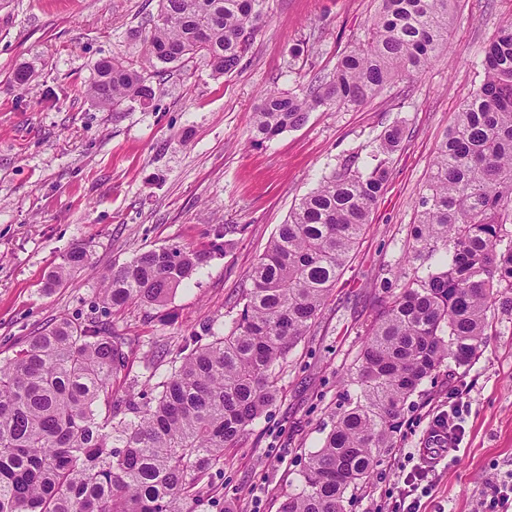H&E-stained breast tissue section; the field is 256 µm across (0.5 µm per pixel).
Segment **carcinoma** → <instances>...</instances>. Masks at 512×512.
Returning <instances> with one entry per match:
<instances>
[{"label":"carcinoma","mask_w":512,"mask_h":512,"mask_svg":"<svg viewBox=\"0 0 512 512\" xmlns=\"http://www.w3.org/2000/svg\"><path fill=\"white\" fill-rule=\"evenodd\" d=\"M454 0H380L368 38L334 73L299 93L270 90L254 112L258 145L302 126L319 108L361 106L387 83L411 79L448 46ZM269 0H158L141 57L96 61L85 85L94 105L149 106L147 78L192 58L225 76L241 64L267 18ZM402 141L391 126L364 170L348 160L322 176L270 240L248 274L228 331L204 327L171 371L134 380L112 400L126 367L121 338L90 317L62 319L28 337L0 365V512H192L197 487L277 400L278 374L310 335L389 180ZM413 225L414 258L438 257L426 275L384 283L349 384L355 400L334 416L310 453L302 488L279 512H346L347 493L377 457L396 447L408 400L444 364L467 368L493 335L488 312L512 311V27L488 45L484 79L439 144ZM212 259L171 244L99 276L108 308L163 306ZM92 267L76 246L52 271L60 287Z\"/></svg>","instance_id":"obj_1"}]
</instances>
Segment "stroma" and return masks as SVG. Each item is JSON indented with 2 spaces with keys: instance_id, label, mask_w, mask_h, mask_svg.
<instances>
[{
  "instance_id": "stroma-1",
  "label": "stroma",
  "mask_w": 512,
  "mask_h": 512,
  "mask_svg": "<svg viewBox=\"0 0 512 512\" xmlns=\"http://www.w3.org/2000/svg\"><path fill=\"white\" fill-rule=\"evenodd\" d=\"M265 26L239 69L215 77L191 59L159 77L150 107L102 111L84 95L93 63L142 53L133 38L157 0H0V361L26 337L90 315L95 273L173 243L212 251L195 279L161 308L131 305L103 316L129 342L112 382L166 371L208 321L230 327L247 274L300 198L350 156H365L390 126L403 141L360 243L351 252L312 335L279 374L277 401L226 453L192 512H278L296 491L310 452L347 407L343 381L361 348L381 283L410 271L406 255L417 202L439 143L480 86L484 51L507 23L512 0H457L448 49L411 82L386 85L360 107L319 108L299 128L251 145L252 115L270 89L288 93L332 73L364 40L378 0H269ZM304 49L293 57L294 46ZM33 67L28 86L12 72ZM226 229L217 238V229ZM94 272L47 288L75 245ZM497 334L467 371L440 368L407 405L396 448L350 493L346 512H386L426 447L436 415L462 407L465 434L441 462L421 512H501L494 487L512 472V313L492 309Z\"/></svg>"
}]
</instances>
